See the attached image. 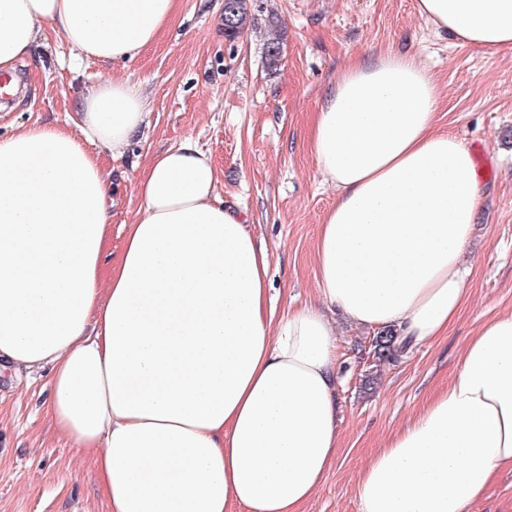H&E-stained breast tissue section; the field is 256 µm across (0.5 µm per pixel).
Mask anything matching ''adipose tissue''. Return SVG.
Listing matches in <instances>:
<instances>
[{
    "label": "adipose tissue",
    "instance_id": "adipose-tissue-1",
    "mask_svg": "<svg viewBox=\"0 0 512 512\" xmlns=\"http://www.w3.org/2000/svg\"><path fill=\"white\" fill-rule=\"evenodd\" d=\"M177 0H0V73L46 32L75 60L131 63ZM460 44L512 50V0H418ZM439 85L416 56L353 61L310 145L336 202L314 242L318 302L273 318L267 254L217 195L192 140L135 178L141 201L111 267L100 152L146 123L115 77L72 126L0 138V364L49 369L46 411L97 468L108 512H301L337 460L335 315L425 344L468 299L464 256L485 191L435 128ZM512 470V312L485 321L457 374L362 471L360 512H469Z\"/></svg>",
    "mask_w": 512,
    "mask_h": 512
}]
</instances>
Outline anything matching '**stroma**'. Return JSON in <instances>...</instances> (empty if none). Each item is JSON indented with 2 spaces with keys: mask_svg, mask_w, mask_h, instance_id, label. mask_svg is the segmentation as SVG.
Here are the masks:
<instances>
[{
  "mask_svg": "<svg viewBox=\"0 0 512 512\" xmlns=\"http://www.w3.org/2000/svg\"><path fill=\"white\" fill-rule=\"evenodd\" d=\"M256 20L224 36V0H179L158 42L123 65L85 59L57 35L34 51L18 76L32 96L0 105V136L32 123L66 124L85 87L128 77L150 95L145 126L123 154H103L116 203L106 253L114 262L140 202L139 170L155 154L192 140L221 171L225 205L251 219L269 258L276 314L315 297L318 224L336 199L310 146L312 118L337 73L390 48L425 64L440 87L436 128L471 149L485 202L469 250V301L446 336L413 347L401 363L368 352L373 330L337 318L340 448L303 512H358L355 483L372 454L405 425L457 370L458 356L488 318L512 311V50L459 45L418 12L417 0H250ZM276 16L283 53L264 55L267 16ZM43 380L0 378V512H108L89 457L53 429Z\"/></svg>",
  "mask_w": 512,
  "mask_h": 512,
  "instance_id": "1",
  "label": "stroma"
}]
</instances>
